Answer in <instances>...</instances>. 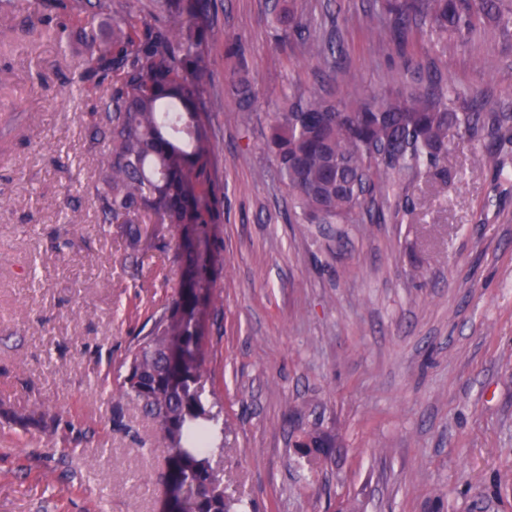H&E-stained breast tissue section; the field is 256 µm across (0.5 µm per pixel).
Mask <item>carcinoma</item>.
<instances>
[{
	"mask_svg": "<svg viewBox=\"0 0 512 512\" xmlns=\"http://www.w3.org/2000/svg\"><path fill=\"white\" fill-rule=\"evenodd\" d=\"M25 3L33 22L51 26L60 46L76 51L75 84L103 93L89 114L90 142L100 146L101 170L89 200L101 224H121L128 247L175 235L172 263L179 289L152 316V327L129 350L127 371L112 392L115 419L135 403L157 423L177 495L175 512H245L251 505L226 494L211 464L227 447L226 431L212 447V424L223 407L209 400L202 317L214 306L213 261L203 250L214 223L216 156L207 127L204 91L210 75L208 21L214 0H150L148 16L114 10L113 0H0V31ZM503 0H374L368 39L406 53L409 37L425 32L427 49L446 54L467 44L485 22L512 38V7ZM277 45H298L323 77L338 82L333 37L311 31L298 0H268ZM238 60L227 76L244 111L249 88L241 46L225 41ZM512 99L468 101L435 77H412L396 98L375 95L335 102L316 92L284 95L267 140L281 181L305 224L373 221L377 198L389 199L401 180L424 168L448 180V131L507 138ZM152 224V233L143 225ZM301 448L319 466L331 460L333 438L307 434Z\"/></svg>",
	"mask_w": 512,
	"mask_h": 512,
	"instance_id": "obj_1",
	"label": "carcinoma"
}]
</instances>
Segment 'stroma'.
Listing matches in <instances>:
<instances>
[{"label":"stroma","instance_id":"obj_1","mask_svg":"<svg viewBox=\"0 0 512 512\" xmlns=\"http://www.w3.org/2000/svg\"><path fill=\"white\" fill-rule=\"evenodd\" d=\"M307 2L348 81L278 49L267 0H217L213 15L205 330L229 432L214 465L256 512H512V143L449 131L447 187L411 174L379 222L296 223L265 149L284 93L405 89L396 51L364 37L368 0ZM27 16L0 34V512H166L154 422L131 405L114 423L110 394L180 271L170 249L132 252L98 223L85 123L100 94L72 89L76 56ZM227 39L256 92L245 112L225 87ZM410 51L472 98H512V40L494 25L448 56ZM36 408L52 428L24 425ZM314 430L337 437L317 469L298 449Z\"/></svg>","mask_w":512,"mask_h":512}]
</instances>
